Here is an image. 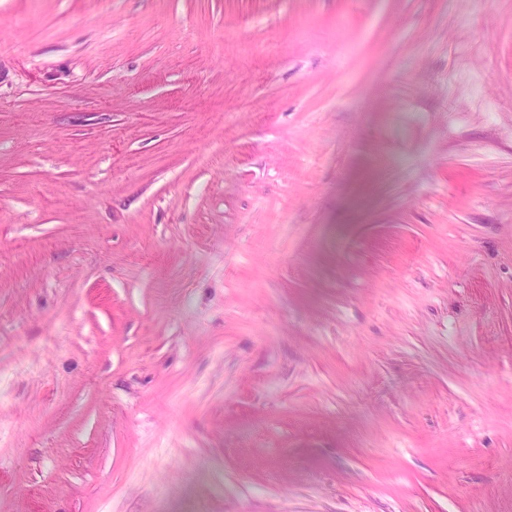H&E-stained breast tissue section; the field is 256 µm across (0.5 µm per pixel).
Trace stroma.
Here are the masks:
<instances>
[{"label": "stroma", "instance_id": "stroma-1", "mask_svg": "<svg viewBox=\"0 0 512 512\" xmlns=\"http://www.w3.org/2000/svg\"><path fill=\"white\" fill-rule=\"evenodd\" d=\"M0 512H512V0H0Z\"/></svg>", "mask_w": 512, "mask_h": 512}]
</instances>
